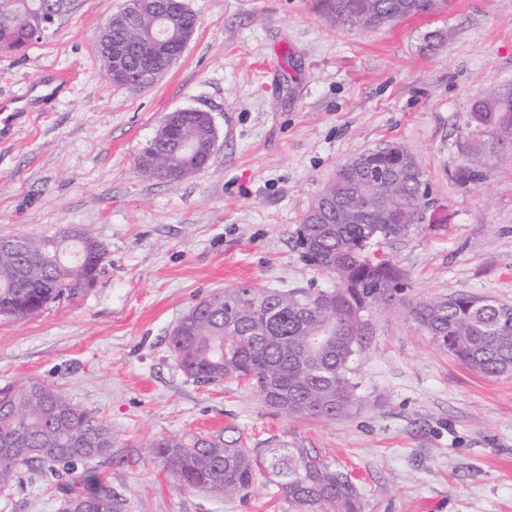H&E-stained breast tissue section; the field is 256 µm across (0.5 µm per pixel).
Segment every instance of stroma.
<instances>
[{
	"mask_svg": "<svg viewBox=\"0 0 512 512\" xmlns=\"http://www.w3.org/2000/svg\"><path fill=\"white\" fill-rule=\"evenodd\" d=\"M185 3L196 31L147 88L115 86L97 49L125 0H74L40 43L0 53V102H32L0 140V237L87 228L109 250L94 288L0 316V387L35 377L105 421L116 443L99 471L127 512H291L262 481L231 500L178 489L147 448L170 435L307 449L347 474L362 512H512V375L465 368L413 315L448 293L512 305V171L452 177L472 100L512 85V0H449L370 31L317 0ZM59 72L72 81L58 95L33 91ZM185 108L215 119L208 165L145 179L140 150ZM390 144L418 158L438 221L374 249L408 286L364 315L359 407L295 418L246 382L187 378L169 338L198 301L243 282L329 286L296 242L302 216L341 164ZM56 486L25 481L0 512H57Z\"/></svg>",
	"mask_w": 512,
	"mask_h": 512,
	"instance_id": "stroma-1",
	"label": "stroma"
}]
</instances>
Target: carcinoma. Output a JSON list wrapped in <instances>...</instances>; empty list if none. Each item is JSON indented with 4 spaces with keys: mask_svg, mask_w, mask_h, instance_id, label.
I'll use <instances>...</instances> for the list:
<instances>
[{
    "mask_svg": "<svg viewBox=\"0 0 512 512\" xmlns=\"http://www.w3.org/2000/svg\"><path fill=\"white\" fill-rule=\"evenodd\" d=\"M73 0H0V52H21L40 41L50 10L65 15ZM447 0H320L336 23L374 30L439 11ZM157 18L112 16V44H133L118 63L105 62L117 86L149 87L162 78L159 68L143 78V61L153 52L147 38ZM186 10L168 32L171 58L180 56L178 39L195 31ZM204 112H172L158 129L138 168L154 161L175 184L209 161L216 141ZM460 163L453 178L463 186L484 180L495 169L512 168V85L475 98L457 140ZM425 174L413 153L392 144L342 164L311 208L323 222L302 218L298 240L308 262L334 281L329 288L279 290L245 282L216 292L192 306L173 329L169 347L183 373L199 382H249L273 407L298 418L335 420L360 402V382L352 367L364 328L363 313L390 304L405 287L402 270L372 256L373 246L408 236L422 224ZM344 197L332 209L331 197ZM25 250L0 254V302L20 300L0 315L26 318L65 292L100 275L107 246L91 232L75 230L36 240L20 235ZM419 327L435 345L472 372L486 377L512 374V305L484 296L451 293L420 303ZM111 427L59 389L37 379L0 388V492L12 490L27 472L40 478L69 474L60 487L57 512H126L97 470L111 455ZM149 447L177 486L219 498L237 496L268 477L293 512H361L359 493L348 478L304 448H263L254 453L221 440L163 436Z\"/></svg>",
    "mask_w": 512,
    "mask_h": 512,
    "instance_id": "obj_1",
    "label": "carcinoma"
}]
</instances>
